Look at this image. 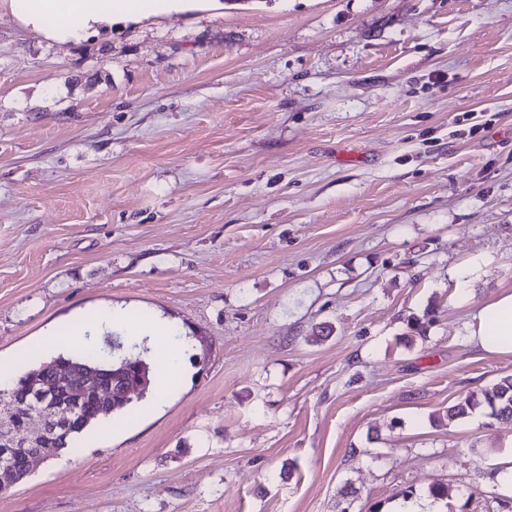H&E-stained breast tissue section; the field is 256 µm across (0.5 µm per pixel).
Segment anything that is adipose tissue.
<instances>
[{"label": "adipose tissue", "instance_id": "1", "mask_svg": "<svg viewBox=\"0 0 512 512\" xmlns=\"http://www.w3.org/2000/svg\"><path fill=\"white\" fill-rule=\"evenodd\" d=\"M197 0H0V12L13 15L22 29L51 45H77L110 32L113 24L139 22L159 13L192 10ZM475 342L487 351L512 353V291H505L480 306L476 313ZM106 328L123 326L128 335L147 340L163 350L155 389L164 399L169 380L184 369L188 343H172L168 319L152 314L136 317L124 308H108L97 316Z\"/></svg>", "mask_w": 512, "mask_h": 512}]
</instances>
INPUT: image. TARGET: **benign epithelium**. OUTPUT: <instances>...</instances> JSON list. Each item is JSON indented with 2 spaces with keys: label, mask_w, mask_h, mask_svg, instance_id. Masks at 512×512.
<instances>
[{
  "label": "benign epithelium",
  "mask_w": 512,
  "mask_h": 512,
  "mask_svg": "<svg viewBox=\"0 0 512 512\" xmlns=\"http://www.w3.org/2000/svg\"><path fill=\"white\" fill-rule=\"evenodd\" d=\"M65 376L71 386L70 400L67 402L59 400L56 386L47 381L33 385L21 400L16 395L0 397V410L7 412L5 416L0 415L1 474L20 466L26 470L33 469L34 463L41 456L28 454L22 458L20 453L47 438L66 437L86 404L105 406L112 401L116 389L124 386L128 393L137 389L135 385L129 386L126 381L114 378L110 372L102 375L67 372ZM22 405L28 411L29 421L39 424L37 433L32 437L17 436L14 415Z\"/></svg>",
  "instance_id": "1"
}]
</instances>
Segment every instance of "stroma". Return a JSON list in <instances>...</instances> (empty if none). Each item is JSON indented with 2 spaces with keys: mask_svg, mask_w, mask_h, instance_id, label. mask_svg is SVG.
Segmentation results:
<instances>
[{
  "mask_svg": "<svg viewBox=\"0 0 512 512\" xmlns=\"http://www.w3.org/2000/svg\"><path fill=\"white\" fill-rule=\"evenodd\" d=\"M506 290L512 0H212L80 47L0 16V362L116 306L191 345L0 512H512V431L437 421L512 375L472 342Z\"/></svg>",
  "mask_w": 512,
  "mask_h": 512,
  "instance_id": "35a3bbf8",
  "label": "stroma"
}]
</instances>
